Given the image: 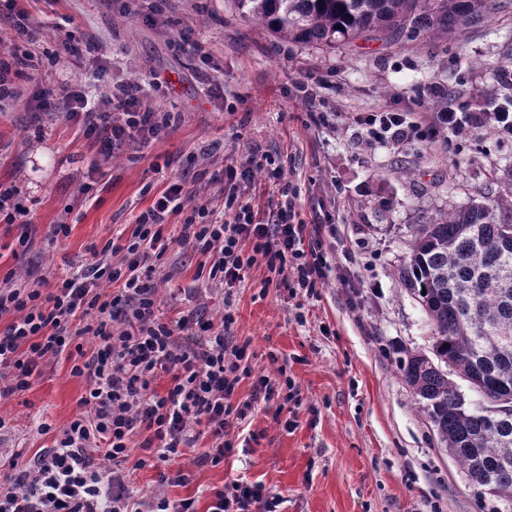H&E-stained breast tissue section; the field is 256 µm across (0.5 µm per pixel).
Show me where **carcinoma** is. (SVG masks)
<instances>
[{"instance_id": "carcinoma-1", "label": "carcinoma", "mask_w": 512, "mask_h": 512, "mask_svg": "<svg viewBox=\"0 0 512 512\" xmlns=\"http://www.w3.org/2000/svg\"><path fill=\"white\" fill-rule=\"evenodd\" d=\"M235 2L273 36L327 48L364 38L393 44L406 34L442 38L500 7L499 0ZM499 119L465 116L475 130ZM398 274L434 335L432 354H408L401 378L478 498L490 512H512V199L487 197L417 225Z\"/></svg>"}]
</instances>
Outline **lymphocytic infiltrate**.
<instances>
[{"label":"lymphocytic infiltrate","mask_w":512,"mask_h":512,"mask_svg":"<svg viewBox=\"0 0 512 512\" xmlns=\"http://www.w3.org/2000/svg\"><path fill=\"white\" fill-rule=\"evenodd\" d=\"M28 28L14 24L9 46L0 52V101L14 98L12 77L35 68L27 50ZM142 87L120 85L105 102L69 87L40 89L42 106L65 101L64 119L94 135L103 174L115 152L127 142L148 141L169 132L170 118L142 109ZM379 143L416 139L430 142L438 131L459 135L462 120L454 106L439 109L427 126L401 112H370L356 119ZM281 182L279 198L260 219L255 197L228 195L223 217L210 202H198L182 183L168 185L137 218L126 243L107 242L91 249L71 275L49 282L14 283L0 289V316L10 321L0 331V400L27 391L45 361L66 357L73 375L86 378L80 412L59 432L51 447L23 463L0 459V512H198L197 500L169 499V486H187L194 468L223 465L236 445L229 430L259 406L298 401L300 390L285 366L256 371L248 343L231 336L232 312L207 317L204 309L162 316L156 298L155 261L170 244L205 256L207 280L234 288L253 266L264 265L265 287L314 298L333 271L329 257L335 225L326 234L307 237L296 211L297 190L285 183L281 168L267 170ZM183 215L179 235L168 219ZM95 340L84 350L81 340ZM167 377L164 392L155 383ZM250 379V394L237 389ZM142 436L140 457L131 443ZM197 448L192 468L178 466L184 449ZM153 468L157 492L136 499L119 466ZM207 512H280L281 498L259 482L236 480L214 487Z\"/></svg>","instance_id":"1"}]
</instances>
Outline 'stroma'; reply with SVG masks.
<instances>
[{"mask_svg": "<svg viewBox=\"0 0 512 512\" xmlns=\"http://www.w3.org/2000/svg\"><path fill=\"white\" fill-rule=\"evenodd\" d=\"M36 36L40 77L84 85L102 68V97L129 81L143 86V107L176 117L160 138L118 151L98 198L81 187L97 159L93 136L56 110L33 112L36 80H18L15 99L0 103V183L22 191L28 229L0 223V279L36 270L49 281L72 273L90 247L131 233L154 192L186 181L204 200L223 201L233 184L213 182L244 164L252 150L282 165L297 188L308 226L334 220L336 263L349 287L329 280L313 299L263 289L264 266L246 272L231 293L197 274L201 257L170 247L157 262L161 309L230 307L238 340L249 341L256 370L287 365L301 390L294 432L261 407L238 424L240 437L260 434L222 467L198 470L170 498L198 496L239 479L279 495L282 512H489L440 447L426 415L400 377L411 351L427 352L432 329L404 288L398 269L415 225L502 191L512 139L492 130L442 140L368 142L354 133V114L413 109L432 86L438 98L480 111L512 98L496 71L512 70V6L448 39L362 42L325 50L290 43L244 16L234 0H19ZM193 32L203 54L184 50ZM83 47L82 61L58 54L66 34ZM312 87L307 102L300 85ZM70 226L53 240L52 227ZM28 232L26 252L17 238ZM357 309H350L349 298ZM304 313L297 323L296 313ZM86 380L66 359L46 361L31 388L0 403L8 424L0 454L33 457L49 436L41 423L65 425L79 411Z\"/></svg>", "mask_w": 512, "mask_h": 512, "instance_id": "1", "label": "stroma"}]
</instances>
